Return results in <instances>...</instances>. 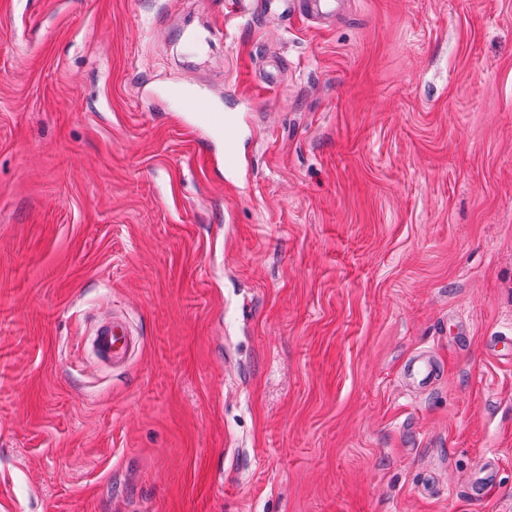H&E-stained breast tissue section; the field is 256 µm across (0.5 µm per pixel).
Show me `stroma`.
I'll use <instances>...</instances> for the list:
<instances>
[{
  "mask_svg": "<svg viewBox=\"0 0 512 512\" xmlns=\"http://www.w3.org/2000/svg\"><path fill=\"white\" fill-rule=\"evenodd\" d=\"M224 2L0 0V512H512V0ZM297 8L299 15H305L314 24H322L336 17L340 2L337 0H299ZM188 111L193 112L194 121L200 126L211 127L220 134H225L224 156L231 160L235 155V145L230 138V131L236 124L233 114L223 112H211L212 102L203 95L194 96L186 103ZM91 336V355L95 364L112 367V370L126 367L138 348L125 317L115 312L100 318ZM400 373L415 387L428 390L440 379L442 369L431 355L421 352L409 357ZM498 460L484 457L469 474L467 493L476 499L484 498L493 492L498 485Z\"/></svg>",
  "mask_w": 512,
  "mask_h": 512,
  "instance_id": "stroma-1",
  "label": "stroma"
}]
</instances>
